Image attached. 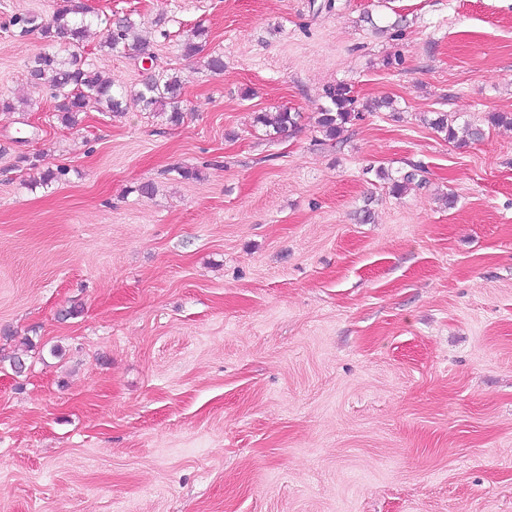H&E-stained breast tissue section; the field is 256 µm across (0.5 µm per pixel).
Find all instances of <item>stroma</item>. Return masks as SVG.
<instances>
[{
	"label": "stroma",
	"instance_id": "35a3bbf8",
	"mask_svg": "<svg viewBox=\"0 0 512 512\" xmlns=\"http://www.w3.org/2000/svg\"><path fill=\"white\" fill-rule=\"evenodd\" d=\"M82 2L86 64L138 88L130 15L184 119L60 124L12 20L62 0H0V512H512V0ZM340 81L392 105L332 141ZM110 52L132 50V56L142 64L144 60L152 61L151 42L140 39L135 32V22L130 15L119 16L109 21L107 34L101 46ZM298 117L299 114L296 112H288L282 110L270 114L267 112L260 113L256 117V121L265 126H271L276 134H283L286 132H294L298 129Z\"/></svg>",
	"mask_w": 512,
	"mask_h": 512
}]
</instances>
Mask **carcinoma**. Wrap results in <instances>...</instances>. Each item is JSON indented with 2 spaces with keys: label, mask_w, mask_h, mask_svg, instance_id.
<instances>
[{
  "label": "carcinoma",
  "mask_w": 512,
  "mask_h": 512,
  "mask_svg": "<svg viewBox=\"0 0 512 512\" xmlns=\"http://www.w3.org/2000/svg\"><path fill=\"white\" fill-rule=\"evenodd\" d=\"M87 8L81 0H64L51 20L42 24L35 15H22L13 20L23 33L38 30L44 39L59 44L66 56L40 52L27 65L28 80L31 84L45 86L51 90L56 101L57 119L66 127L79 124V116L90 108L101 112L120 115L124 112L126 94L113 90L112 80L87 67L81 54L83 42L92 25L86 18ZM205 30L196 28L183 43V53L193 57L203 50L201 39ZM101 47L110 52L130 50L138 61L153 58L151 42L140 39L135 32L131 16H119L109 21L107 34ZM182 82L177 73L169 70L148 68L141 87L134 96L144 109L166 117L170 124L177 125L183 120ZM327 103L318 109L317 128L329 140L336 139L345 125L362 119L358 109V98L350 84L339 82L326 89ZM299 114L282 110L274 114L263 112L256 121L270 126L281 135L298 129ZM429 125L443 133L448 139L457 138L453 125L448 123V113L438 112L429 120Z\"/></svg>",
  "instance_id": "obj_1"
}]
</instances>
